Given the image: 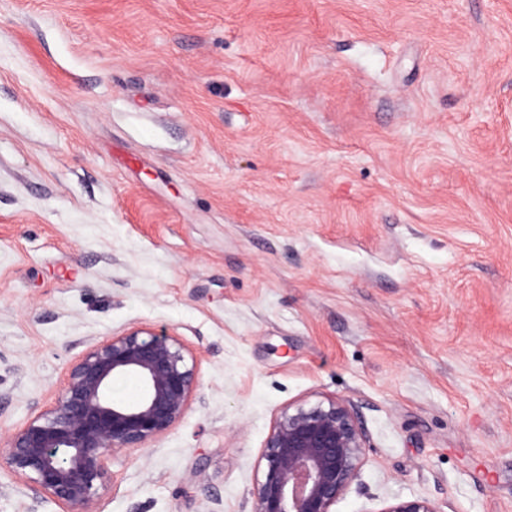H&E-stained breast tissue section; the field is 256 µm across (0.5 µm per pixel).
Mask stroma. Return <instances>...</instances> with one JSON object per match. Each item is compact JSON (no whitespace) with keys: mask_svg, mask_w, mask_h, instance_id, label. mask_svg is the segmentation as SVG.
Returning <instances> with one entry per match:
<instances>
[{"mask_svg":"<svg viewBox=\"0 0 512 512\" xmlns=\"http://www.w3.org/2000/svg\"><path fill=\"white\" fill-rule=\"evenodd\" d=\"M136 329L195 388L96 512H256L330 398L334 512H512V0H0V453ZM366 437L354 408L328 400L284 411L262 453L257 512H334L356 478ZM382 512H438V510L426 499L401 498L388 504Z\"/></svg>","mask_w":512,"mask_h":512,"instance_id":"stroma-1","label":"stroma"}]
</instances>
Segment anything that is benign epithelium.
<instances>
[{
    "label": "benign epithelium",
    "mask_w": 512,
    "mask_h": 512,
    "mask_svg": "<svg viewBox=\"0 0 512 512\" xmlns=\"http://www.w3.org/2000/svg\"><path fill=\"white\" fill-rule=\"evenodd\" d=\"M123 378L138 384L132 399L112 395ZM194 384L178 340L141 330L116 336L73 364L59 405L15 432L0 463L34 502L50 496L71 512H93L106 485V455L140 448L169 430L184 415ZM365 443L344 401L283 412L262 453L257 512H332L357 476ZM381 512L439 510L426 499L401 498Z\"/></svg>",
    "instance_id": "1"
}]
</instances>
